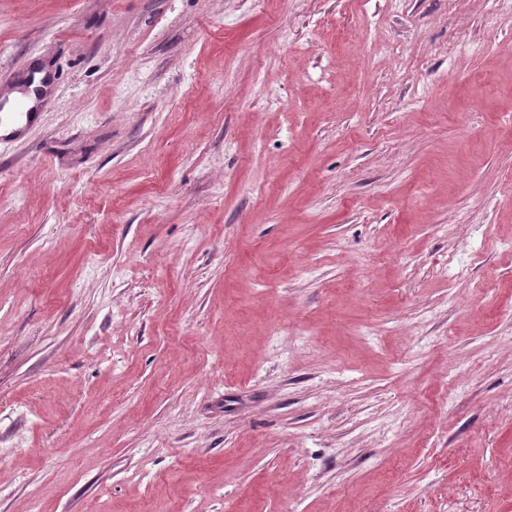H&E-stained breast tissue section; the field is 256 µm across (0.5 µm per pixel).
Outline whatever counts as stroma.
I'll return each instance as SVG.
<instances>
[{"mask_svg": "<svg viewBox=\"0 0 512 512\" xmlns=\"http://www.w3.org/2000/svg\"><path fill=\"white\" fill-rule=\"evenodd\" d=\"M0 512H512V0H0ZM43 76L44 73L35 74L34 82L30 86V93L28 95H22L18 92H13L9 95V105L19 104L21 106V112H26V123L33 120L35 117V113L30 112V110L34 108L37 99V94L34 91L35 88H43L45 90V87L41 84Z\"/></svg>", "mask_w": 512, "mask_h": 512, "instance_id": "35a3bbf8", "label": "stroma"}]
</instances>
